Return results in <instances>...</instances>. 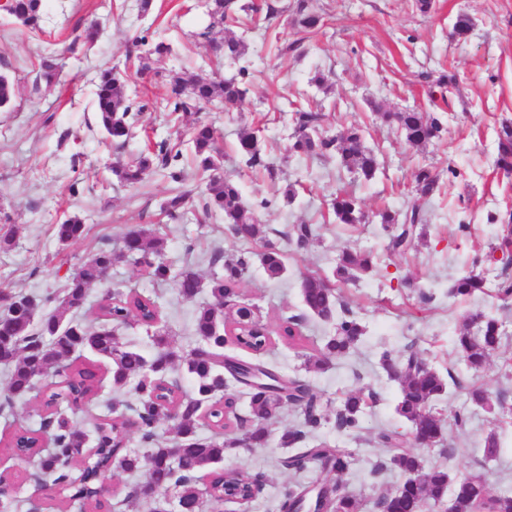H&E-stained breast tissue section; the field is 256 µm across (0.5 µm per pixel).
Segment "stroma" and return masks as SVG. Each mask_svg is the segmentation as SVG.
<instances>
[{
    "label": "stroma",
    "instance_id": "obj_1",
    "mask_svg": "<svg viewBox=\"0 0 512 512\" xmlns=\"http://www.w3.org/2000/svg\"><path fill=\"white\" fill-rule=\"evenodd\" d=\"M299 0H253L259 26L242 18L234 31L246 44L243 59L251 78L245 100L221 109H207L199 117L174 119L165 112L145 115L123 150L106 145L96 121L93 80L111 66L137 69L129 59L132 41L170 43L172 52L152 58L149 72L132 78L129 91L153 101L162 100L171 76L182 68L202 76L235 75V68L211 55L199 37L207 22L201 0H153L146 16H139L136 0H49L41 30L21 26L0 11V75L16 86L9 106L0 108V212L10 224H0V236L13 232L15 244L0 252V287L28 295L60 289L66 272L77 266L106 240H119L132 228H159L163 255L174 266L193 264L202 277L214 268L213 254L238 255L243 243L227 230L222 216L207 223L171 224L160 213L173 185L161 174L136 187L119 183L111 165L143 150L148 141L171 134L188 136L195 119L215 123L224 151L223 174L238 182L245 202L257 206L269 240L283 248L287 271L271 280L260 264H253L231 302L251 308L272 333V344L257 358L281 374L305 379L314 390L325 419L317 438L346 449L354 461L343 478L349 490L371 501L383 487L396 486L401 477L388 468L387 449L375 437L384 428L408 433L409 425L395 410L399 386L380 366L384 351L413 347L425 362L454 382L439 402L447 418L445 440L419 451L426 468L485 476L491 493L512 491V420L480 408L469 411L464 428L451 425L456 409L464 406L466 389L482 384L512 404V302L500 301L493 288L512 267L486 259L488 247L501 231L496 215L512 209V174L496 166L497 132L512 124V0H433L429 14H421L415 0H306L322 19L314 33L303 32L296 19ZM468 13L473 28L464 39L453 35L459 13ZM102 33L91 44L80 35L90 22ZM74 45L75 52L49 89H35L40 59L48 51ZM329 77V90L311 84L315 72ZM453 72L457 85L437 94L433 81ZM303 104L330 112V129L350 125L365 129L366 144L379 156L372 180L340 168L335 159L289 156L292 128L284 110ZM414 108L439 113L440 138L420 147L405 143L384 125L379 110ZM257 131L274 167L273 173L254 174L234 152L240 131ZM431 167L440 177V190L422 199L412 191L415 168ZM82 192L72 193V184ZM95 185L87 193L85 185ZM297 185L295 199L285 200L287 185ZM352 192L369 213L420 204L426 222L414 247L391 253L379 223H337L330 202L338 190ZM84 218V237L60 246L54 227L68 216ZM319 225L320 235L306 250L289 247L284 233L300 222ZM194 252H187V245ZM365 248L378 253L376 271L356 283H336L341 300L364 325L366 333L349 353L336 357L320 371L308 370L304 357L278 336L282 318L303 314L300 283L304 274L331 275L337 255L345 249ZM476 267L491 285L486 293L467 300L450 297L448 289L463 270ZM112 283L152 296L162 313L169 339L181 354L196 346L193 317L208 301L207 293L183 298L173 283L158 284L144 267L116 263ZM435 296L429 305L418 300L419 289ZM483 310L495 315L509 336L490 364L473 373L455 350L452 338L466 313ZM371 393L375 401L354 432L336 428V410L349 391ZM300 421L292 406L279 409L270 420L265 447L227 450L223 465L261 474L263 485L250 502L224 503L222 512H276L288 487L310 485L319 474L298 475L279 466L285 450L279 436ZM36 403L16 404L13 413L0 412V472L10 486L6 503L22 502L21 512H57L59 498L39 490L29 480L30 464H18L7 442L16 425L37 426ZM497 433L499 456L483 453L488 433Z\"/></svg>",
    "mask_w": 512,
    "mask_h": 512
}]
</instances>
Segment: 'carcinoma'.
<instances>
[{
  "label": "carcinoma",
  "mask_w": 512,
  "mask_h": 512,
  "mask_svg": "<svg viewBox=\"0 0 512 512\" xmlns=\"http://www.w3.org/2000/svg\"><path fill=\"white\" fill-rule=\"evenodd\" d=\"M255 8L239 0H212L209 24L199 37L216 44L224 60L239 63L246 52L242 38L233 35L229 27L239 23V15L249 14ZM298 25L313 32L320 26V18L302 2L298 5ZM8 15L22 26L39 30L44 16V0H12ZM64 54L50 52L40 61L37 80L50 87L57 82L63 67ZM248 67L239 68L238 76L203 77L184 71L169 82L166 98L161 102H136L128 93V76L124 71L107 68L95 78V112L98 126L105 140L119 150L132 136L137 117L150 110L171 114H192L219 103L238 102L248 93ZM381 120L408 145L418 146L439 137L441 123L430 112L406 110L379 113ZM294 132L288 144V153L308 158L335 157L341 167L365 180L375 177L379 162L375 152L365 145L364 131L357 126L346 127L334 135L327 134L328 116L320 109L297 107L290 117ZM217 128L198 120L190 130L189 141L180 137L163 140L150 152L133 155L111 167L117 178L128 186H137L160 170L170 182L178 185L164 201L161 210L167 220L184 222L188 217L200 221L215 212L224 215L234 236L245 244L266 239L256 207L246 204L237 183L219 173L223 165L218 147ZM189 150L199 175L205 179V190L198 204L189 206L190 192L181 188L184 182V150ZM236 153L242 165L253 171H271L258 136L243 130L237 140ZM499 168L512 171V127L504 125L498 133ZM413 189L421 198L435 195L439 179L428 167H420L412 175ZM338 224H367L369 217L358 199L338 192L331 202ZM379 223L388 233L390 249L404 252L417 237L422 225L421 210L409 205L403 210L383 209L378 212ZM85 224L76 215L56 225V238L68 243L81 238ZM319 234L316 224H294L286 232L287 242L303 249ZM162 237L157 231L141 227L123 234L119 251L105 244L98 248L76 271L66 277L60 294L41 298L43 313L39 322L24 317L9 316L11 308L28 300V295L0 289V364L10 368L0 411L9 410L14 402L26 400L36 393L40 425L32 429L16 427L9 445L16 455L29 458L39 456V475L55 488V492L79 512H105L112 508L100 495V486L117 471L145 470L147 482L164 492L169 487L179 488L178 502L182 512H220L224 504V489L233 486L248 493L260 486V475L243 469L215 470L213 466L224 460L229 448L240 446L239 440L225 432L231 425L236 400L232 394L216 398L226 388L224 368V330L240 333L236 343L256 352L264 349L268 338L261 326L243 328L245 308L228 307L227 298L243 281L253 260V252L245 250L237 256L223 259L222 272L204 279L193 267L173 269L162 257ZM147 267L157 283L172 282L180 295L193 299L205 291L210 301L199 306L194 316V335L197 346L185 359L187 372L194 379L193 393L182 394L178 386L167 381L164 373L180 356L169 346L166 337H156L152 358L144 357L130 348L116 334V327L135 318L146 329L157 327L160 320L156 302L148 297L121 288H110L101 297L96 322L87 325L68 317L85 304L88 290L102 282L105 268L119 260ZM380 257L371 250H345L338 255L333 277L341 282H357L371 273ZM265 273L271 279L280 278L285 271V255L278 246L268 242L260 258ZM487 279L471 269L458 276L448 294L454 298H468L483 293ZM301 296L306 312L325 322L336 323L335 334L320 346L310 342L301 330V317L283 319L280 328L282 340L300 350L307 368L320 370L337 357L346 354L365 333V326L354 316L339 315L341 302L331 286L330 278L318 272L305 275ZM508 340L499 320L484 311L470 312L454 336V346L468 368L479 372L498 353ZM91 354L106 363L111 389L116 393L131 392L133 401L125 405L118 398L105 401L100 421L88 432L73 418L72 406L78 401L90 402L102 390L98 367L93 362H76V356ZM387 376L398 383L400 394L396 411L410 423V430L434 435L433 444L444 439L445 421L438 417L436 400L447 391L445 377L428 366L415 352L395 357L384 352L380 358ZM229 368L237 375V382L252 379L253 371L266 378L265 390L249 393V420L251 446L265 447L271 420L281 401L288 402L301 418V426L284 430L279 437L283 448L298 452L282 458L281 465L296 473L313 466L328 464L339 473L350 468L352 455L342 448H333L322 442L305 448L307 433L321 426L323 413L316 396L306 380L288 379L289 387L279 381L280 373L259 361L234 358ZM466 402L494 412L506 409L505 401L492 395L475 383L466 389ZM367 401L362 391L346 394L337 412V425L354 430L359 425ZM207 421L213 429L209 437L197 434L200 421ZM173 423L174 444L157 446L141 454L129 447L128 434L136 429L141 439L156 442L162 425ZM49 437L53 448L49 453L39 447L42 436ZM379 441L391 449L390 465L404 476L416 472L427 480V488L418 493L401 483L382 491L372 501L375 512H430L434 504L447 502L453 512H512V493L492 494L486 481L478 475L452 474L444 468L425 469L422 458L406 447L399 432H385ZM210 477V487H198V474ZM311 498L305 487L290 488L280 501L279 512H298L302 503ZM363 502L348 492L336 502L338 512H361Z\"/></svg>",
  "instance_id": "1"
}]
</instances>
